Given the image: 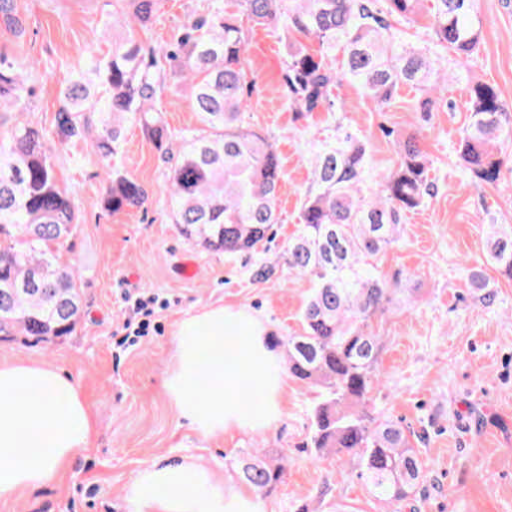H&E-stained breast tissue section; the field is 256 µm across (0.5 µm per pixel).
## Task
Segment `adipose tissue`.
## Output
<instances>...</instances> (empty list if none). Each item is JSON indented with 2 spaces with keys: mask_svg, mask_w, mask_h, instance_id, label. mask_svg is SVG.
Here are the masks:
<instances>
[{
  "mask_svg": "<svg viewBox=\"0 0 512 512\" xmlns=\"http://www.w3.org/2000/svg\"><path fill=\"white\" fill-rule=\"evenodd\" d=\"M173 344L161 389L198 436L261 433L278 423L284 360L258 315L237 305L186 312ZM96 432V416L68 375L34 361L0 365V500L55 484ZM124 499L128 512H263L255 490L189 459L147 463Z\"/></svg>",
  "mask_w": 512,
  "mask_h": 512,
  "instance_id": "obj_1",
  "label": "adipose tissue"
}]
</instances>
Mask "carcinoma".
<instances>
[{
    "label": "carcinoma",
    "mask_w": 512,
    "mask_h": 512,
    "mask_svg": "<svg viewBox=\"0 0 512 512\" xmlns=\"http://www.w3.org/2000/svg\"><path fill=\"white\" fill-rule=\"evenodd\" d=\"M129 28L148 23L159 0H127ZM421 0H227L210 17L192 22L168 48L142 53L132 37L112 41L101 56L88 53L79 77L68 81L55 115L61 145L89 140L106 161L105 203L116 213L141 207L147 192L113 160L124 123L140 125L171 162V218L179 233L203 248L234 255L266 243L278 223L283 180L279 156L262 135L242 128L250 86L241 24L282 28L287 42L283 72L288 106L295 112L333 111V86H359L376 108L389 107L402 86L418 91L412 107L428 114L442 101L434 48L449 49L465 68L480 44L475 0H435L430 45L396 40L389 18L416 22ZM0 21L23 32L13 0H0ZM190 82V102L201 128L178 148L169 143L155 107L164 61ZM469 124L457 152L471 182L495 185L503 158L497 145L512 133L497 87L466 78ZM32 95L20 66L0 57V340L20 334L36 341L71 335L81 312L79 267L61 261L78 216L70 192L56 175L53 146L22 113ZM398 166L371 196L366 147L344 134L319 150L314 189L300 210V227L288 239L283 264L311 282L301 312L302 333L283 342L295 379L319 385L310 410V447L348 458L373 496L401 505L423 480V464L404 429L365 411L380 383L381 336L374 319L384 315L394 289L376 272L374 259L399 240L404 215L431 194L430 163L419 136L396 138ZM487 262L512 279V230H495ZM288 458L262 448L242 460L241 480L269 492L281 481Z\"/></svg>",
    "instance_id": "1"
}]
</instances>
